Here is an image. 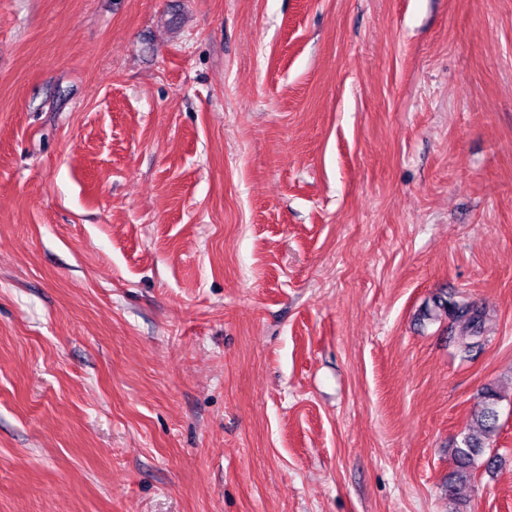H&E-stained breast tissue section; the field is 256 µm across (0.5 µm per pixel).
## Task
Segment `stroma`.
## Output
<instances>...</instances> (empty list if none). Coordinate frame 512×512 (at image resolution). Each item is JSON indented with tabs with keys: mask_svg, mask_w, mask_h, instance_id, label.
Here are the masks:
<instances>
[{
	"mask_svg": "<svg viewBox=\"0 0 512 512\" xmlns=\"http://www.w3.org/2000/svg\"><path fill=\"white\" fill-rule=\"evenodd\" d=\"M488 387L512 512V0H0V512H449ZM446 312L462 321L465 326L457 337L459 352L468 357L475 348H481L483 336H481V325L483 324L486 311L482 307L475 306L467 301H456L440 299L438 304Z\"/></svg>",
	"mask_w": 512,
	"mask_h": 512,
	"instance_id": "35a3bbf8",
	"label": "stroma"
}]
</instances>
